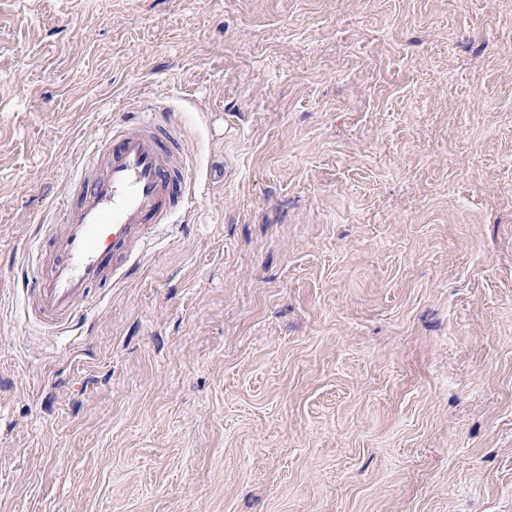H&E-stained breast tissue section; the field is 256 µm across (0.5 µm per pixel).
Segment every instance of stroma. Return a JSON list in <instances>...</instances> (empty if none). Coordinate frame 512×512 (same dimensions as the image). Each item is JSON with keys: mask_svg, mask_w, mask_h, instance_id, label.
<instances>
[{"mask_svg": "<svg viewBox=\"0 0 512 512\" xmlns=\"http://www.w3.org/2000/svg\"><path fill=\"white\" fill-rule=\"evenodd\" d=\"M155 100L178 227L32 335ZM0 512H512V0H0Z\"/></svg>", "mask_w": 512, "mask_h": 512, "instance_id": "1", "label": "stroma"}]
</instances>
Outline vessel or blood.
<instances>
[{
    "label": "vessel or blood",
    "instance_id": "obj_1",
    "mask_svg": "<svg viewBox=\"0 0 512 512\" xmlns=\"http://www.w3.org/2000/svg\"><path fill=\"white\" fill-rule=\"evenodd\" d=\"M107 147L82 150L65 189L63 227L45 225L49 258L28 288V314L56 332L80 322L92 288L129 277L152 234L182 208L193 164L172 124L143 113L135 127L112 121Z\"/></svg>",
    "mask_w": 512,
    "mask_h": 512
}]
</instances>
